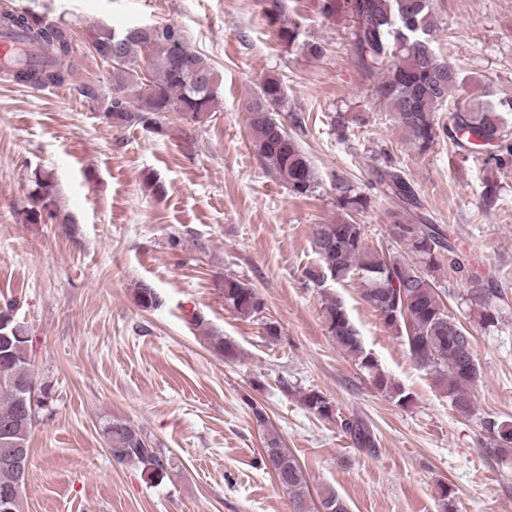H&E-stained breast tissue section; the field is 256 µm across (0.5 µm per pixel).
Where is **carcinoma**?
I'll return each mask as SVG.
<instances>
[{"label":"carcinoma","instance_id":"obj_1","mask_svg":"<svg viewBox=\"0 0 512 512\" xmlns=\"http://www.w3.org/2000/svg\"><path fill=\"white\" fill-rule=\"evenodd\" d=\"M266 16L276 25L278 42L289 51L314 58L327 53L325 45L301 38L300 26L285 20L283 0H266ZM320 12L329 19L342 14L351 19L350 48L353 61L372 93L384 105L408 143L418 153H427L441 138L461 149L466 161L474 150L492 147L489 161L499 170H512V131L506 129L503 113L512 112V97L497 102H475L460 98L464 85L461 72L439 56L433 45L441 18L436 0H320ZM22 33L48 57L41 66L18 59L0 72L18 84L37 87L61 86L70 80L76 65L73 36L65 24L31 10L21 11L6 4L0 7V38ZM92 49L100 59L117 52L121 61L112 65L111 90L104 94L96 84L79 88L92 105L103 108L112 126L138 125L155 135L166 134V120L177 112L196 126L210 122L220 104V83L204 54L192 47L183 31L174 25L156 26L148 33L143 26L122 29L99 27L89 33ZM286 88L278 77L262 80L248 106L251 148L264 169L286 186L289 193L305 199L316 191L313 167L299 141L288 132L279 112L285 107ZM448 110L444 125L437 113ZM29 224H44L56 216L55 185L41 170L31 174ZM339 217L332 224H315L312 243L319 263L305 271L316 287L327 281L341 283L353 276L362 280V296L389 327L404 330V345L411 359L435 377L448 394L451 407L463 416L473 414V387L480 368L474 336L450 314L438 288L435 272L448 273L470 285L468 296L476 306L479 324L493 326L500 316V297L491 281L470 274L469 264L450 236L420 212L421 203L412 185L391 162L378 171L376 180L361 188L343 176L333 183ZM392 197L402 205L389 212L396 237L406 255H386L369 246L364 225L354 216L374 203V192ZM140 308L149 311L161 305L155 289L141 284L135 289ZM224 303L238 314L260 315L265 303L260 294L240 279L224 277ZM323 317L337 346L347 352L360 369L373 378L374 385L398 404L409 394L381 372L371 353L364 348L343 302L324 295ZM212 348L224 359L237 356L236 346L222 336H209ZM31 338L12 314V307L0 309V434L18 448L29 450V438L40 411L49 407L52 395L40 386L28 348ZM283 390L298 396L301 405L318 418L339 421L343 433L361 452H377L373 430L360 417L339 415L335 404L321 392ZM263 432V463L288 490L293 512H349L345 501L332 489L319 496L322 510L309 509L307 479L300 461L284 447L261 408L253 411ZM483 426L486 447L501 456L512 455V423L492 417ZM107 451L119 463L143 465L153 475L165 473L159 449L130 422L114 419L103 428ZM26 474L0 461V493L23 489Z\"/></svg>","mask_w":512,"mask_h":512}]
</instances>
